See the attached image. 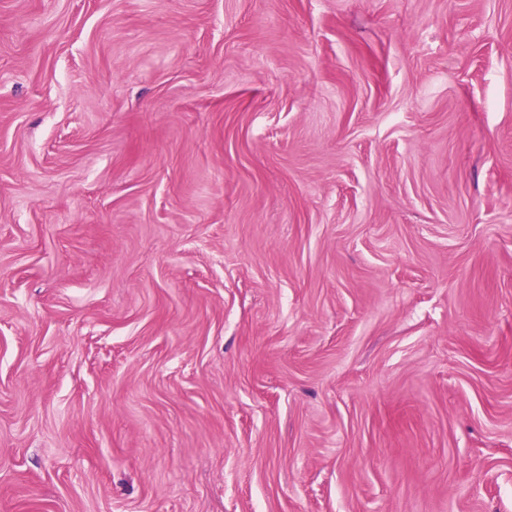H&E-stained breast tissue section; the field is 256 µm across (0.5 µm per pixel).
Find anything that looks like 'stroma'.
I'll return each mask as SVG.
<instances>
[{
  "label": "stroma",
  "mask_w": 512,
  "mask_h": 512,
  "mask_svg": "<svg viewBox=\"0 0 512 512\" xmlns=\"http://www.w3.org/2000/svg\"><path fill=\"white\" fill-rule=\"evenodd\" d=\"M0 512H512V0H0Z\"/></svg>",
  "instance_id": "35a3bbf8"
}]
</instances>
